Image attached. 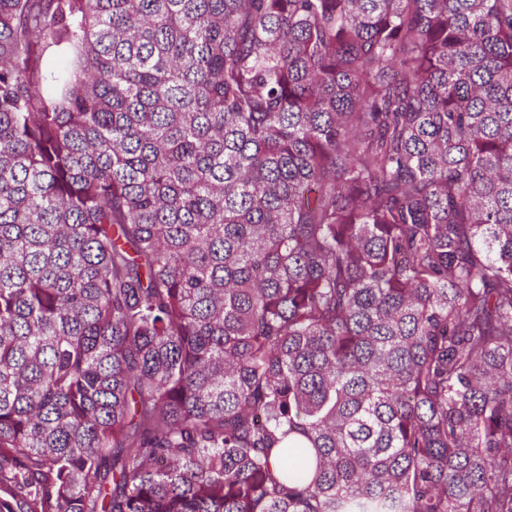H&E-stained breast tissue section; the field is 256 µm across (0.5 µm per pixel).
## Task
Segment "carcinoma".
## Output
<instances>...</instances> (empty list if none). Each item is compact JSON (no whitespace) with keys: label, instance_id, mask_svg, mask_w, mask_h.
I'll use <instances>...</instances> for the list:
<instances>
[{"label":"carcinoma","instance_id":"carcinoma-1","mask_svg":"<svg viewBox=\"0 0 512 512\" xmlns=\"http://www.w3.org/2000/svg\"><path fill=\"white\" fill-rule=\"evenodd\" d=\"M0 512H512V0H0Z\"/></svg>","mask_w":512,"mask_h":512}]
</instances>
